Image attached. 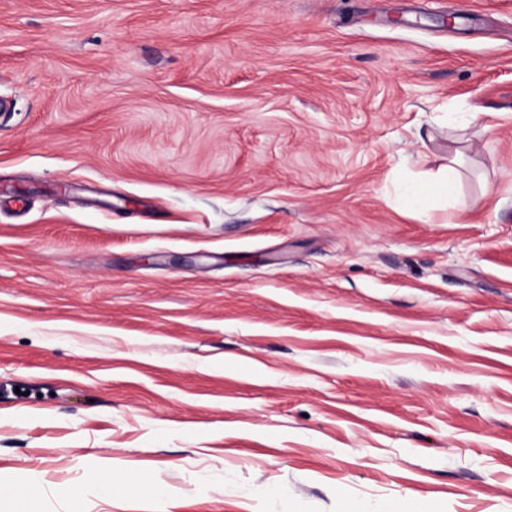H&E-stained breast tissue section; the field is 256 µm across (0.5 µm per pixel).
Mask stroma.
Masks as SVG:
<instances>
[{"label":"stroma","mask_w":512,"mask_h":512,"mask_svg":"<svg viewBox=\"0 0 512 512\" xmlns=\"http://www.w3.org/2000/svg\"><path fill=\"white\" fill-rule=\"evenodd\" d=\"M86 455L512 512V0H0V477ZM454 168L448 165L437 177L430 181L417 182L406 192L404 205L408 209L427 210L434 198L448 202V197L455 193Z\"/></svg>","instance_id":"stroma-1"}]
</instances>
